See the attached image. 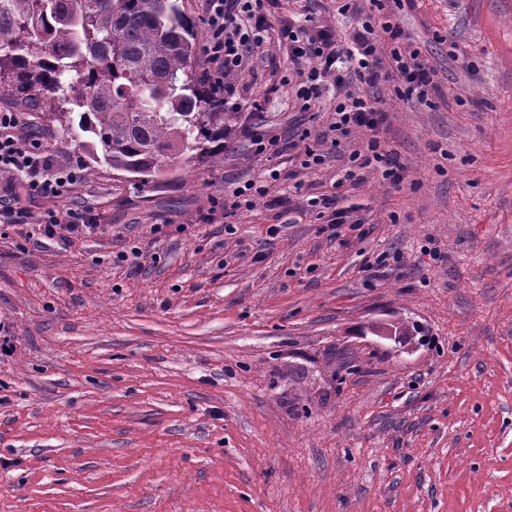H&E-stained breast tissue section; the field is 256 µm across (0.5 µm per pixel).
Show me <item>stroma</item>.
Masks as SVG:
<instances>
[{"mask_svg":"<svg viewBox=\"0 0 512 512\" xmlns=\"http://www.w3.org/2000/svg\"><path fill=\"white\" fill-rule=\"evenodd\" d=\"M270 12L355 26L336 0ZM399 23L440 93L374 89L405 180L346 183L336 234L307 201L352 145L323 136L332 97L294 110L273 44L234 80L264 109L223 156L167 158L145 185L84 177L53 208L85 211L89 235L0 224V512H512V0H414ZM0 110L87 162L37 107ZM301 127L295 152L323 165L251 147ZM250 180L251 208L212 211ZM383 253L398 262L370 277ZM403 321L419 332L398 355L369 329Z\"/></svg>","mask_w":512,"mask_h":512,"instance_id":"obj_1","label":"stroma"}]
</instances>
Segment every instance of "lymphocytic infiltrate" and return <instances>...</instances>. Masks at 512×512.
<instances>
[{"instance_id":"1","label":"lymphocytic infiltrate","mask_w":512,"mask_h":512,"mask_svg":"<svg viewBox=\"0 0 512 512\" xmlns=\"http://www.w3.org/2000/svg\"><path fill=\"white\" fill-rule=\"evenodd\" d=\"M371 2L378 17L359 24L345 42L325 26L273 24L269 11L273 0H201L202 53L208 64L206 78L213 91L223 96L229 112L241 110L242 104L228 79L253 66L264 42L287 47L291 60L308 59L309 69L298 72L294 84L295 107L311 111L327 86H334L339 96L328 126L334 144L347 141L359 130L370 133L363 146L350 152L346 180L357 179L361 170L378 168L384 178L398 184L404 179V168L379 137L388 122L387 110L377 100L350 93L349 87L356 80L371 88L389 82L399 98L425 100L437 92L438 85L435 71L421 60L419 49L398 44L402 31L396 11L404 0ZM0 172L11 176L0 190L1 224H33L49 239L93 232L84 214L69 212L63 222L49 207L50 202L77 189L81 172L58 166L52 154L22 133L13 112L0 113Z\"/></svg>"}]
</instances>
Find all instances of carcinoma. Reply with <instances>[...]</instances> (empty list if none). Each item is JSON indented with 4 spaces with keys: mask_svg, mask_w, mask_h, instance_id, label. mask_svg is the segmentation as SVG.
I'll list each match as a JSON object with an SVG mask.
<instances>
[{
    "mask_svg": "<svg viewBox=\"0 0 512 512\" xmlns=\"http://www.w3.org/2000/svg\"><path fill=\"white\" fill-rule=\"evenodd\" d=\"M196 54L179 0H0V93L25 103L39 89L66 134L79 114L90 173L102 161L149 177L171 154L194 168L224 153L237 116Z\"/></svg>",
    "mask_w": 512,
    "mask_h": 512,
    "instance_id": "carcinoma-1",
    "label": "carcinoma"
}]
</instances>
